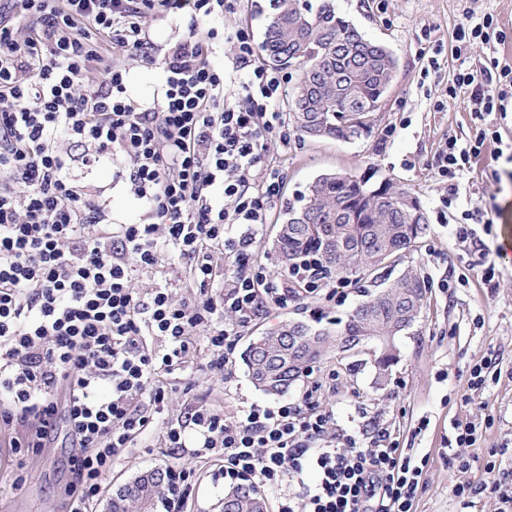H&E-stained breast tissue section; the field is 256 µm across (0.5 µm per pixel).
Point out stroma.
<instances>
[{
    "label": "stroma",
    "mask_w": 512,
    "mask_h": 512,
    "mask_svg": "<svg viewBox=\"0 0 512 512\" xmlns=\"http://www.w3.org/2000/svg\"><path fill=\"white\" fill-rule=\"evenodd\" d=\"M338 12L368 38L385 45L396 57L398 73L372 132L352 143L296 139L283 161L282 201L274 205L258 238L255 256L277 271L272 249L282 202L294 199L315 177L330 172H360L375 166L379 175L413 189L427 216L428 227L402 265L417 267L430 288L414 326L396 338L399 361L385 387L376 384L370 352L328 354L314 366L323 405L332 407L342 428L366 438L373 423L383 424L404 453L427 458L428 465L414 502V512H497L494 498L480 495L470 504L455 497L461 483L486 481L484 465L496 457L512 471V264L496 266L493 285H486L470 243L456 227L466 214L490 210L492 221L477 225L488 250L512 237V102L488 121L501 135L487 142L470 168L447 185L435 170L445 141L466 143L474 123L462 99L448 96L461 65L489 66L491 59H512V0H335ZM493 15L505 39L495 50L477 48L467 57L456 51V30L464 12ZM184 34L160 21L150 37L158 52L150 58H128L129 92L139 104H151L163 80L162 53ZM438 49L439 69L428 72L427 50ZM123 164L81 170L85 181L111 186L112 220L136 224L143 211L118 188ZM364 298L349 287L334 298L299 297L287 308H272L252 321L239 336L234 362L223 376L208 372L204 358H195L181 374L192 393L233 417L242 407L270 403L252 384L243 361L249 342L268 328L288 320L327 327L343 318ZM492 360L496 378L485 387H471L472 368ZM483 416L480 437L471 447H457L455 427ZM0 431V512H63L73 480L66 429H59L52 448L19 462ZM468 460L469 469L458 466ZM177 469L188 476L190 495L183 512H219L224 496V462L217 457L175 455L161 438L143 439L128 449L121 465L106 478L92 512H109L117 489L154 469ZM20 489H12L16 477Z\"/></svg>",
    "instance_id": "35a3bbf8"
}]
</instances>
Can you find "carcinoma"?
I'll use <instances>...</instances> for the list:
<instances>
[{
    "mask_svg": "<svg viewBox=\"0 0 512 512\" xmlns=\"http://www.w3.org/2000/svg\"><path fill=\"white\" fill-rule=\"evenodd\" d=\"M270 19L263 31L259 50L263 60L276 69L331 60L323 80L335 82L342 98L354 101L355 110L336 118V102H326L319 112L311 113V123L298 120L302 85L300 78L292 91L291 112L296 130L312 139H349L356 127H373L375 113L370 106L381 96L382 85L390 77L397 59L370 39L347 41L336 47L347 29L345 19L333 0L309 4L305 21L295 25L293 0H271ZM367 180L362 175L346 174L316 177L306 193L289 201L273 248L282 270L299 266L313 268L328 281L341 274V281L359 283L369 280L366 308H355L336 328L314 329L303 321H289L265 333L248 345L244 364L251 381L259 390L281 395L320 361L341 347V340L354 341L374 333L397 335L405 315L421 311L427 287L413 267L398 277L390 273L400 255L415 247L426 230L424 224L409 223L402 196L411 193L397 186L389 198L368 196ZM168 484L167 472L156 469L137 477L118 489L112 498V512H152ZM224 497L236 503V512H267L264 498L251 484L234 486Z\"/></svg>",
    "mask_w": 512,
    "mask_h": 512,
    "instance_id": "obj_1",
    "label": "carcinoma"
}]
</instances>
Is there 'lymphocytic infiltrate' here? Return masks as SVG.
Wrapping results in <instances>:
<instances>
[{
    "label": "lymphocytic infiltrate",
    "instance_id": "f902f5d3",
    "mask_svg": "<svg viewBox=\"0 0 512 512\" xmlns=\"http://www.w3.org/2000/svg\"><path fill=\"white\" fill-rule=\"evenodd\" d=\"M243 0H0V428L15 456L46 448L65 423L75 479L68 512H89L126 449L161 434L166 447L224 458V481L275 490L314 469L318 480L278 499L277 512H412L423 468L387 430L361 441L322 408L316 389L295 401L253 404L227 418L201 401L167 417L172 377L204 354L223 374L255 317L326 284L309 273L269 274L251 247L280 195L294 131L279 102L286 82L256 61L247 29L229 38L212 17ZM186 29L163 55L152 107L128 92L116 57L151 49L158 19ZM462 50L502 42L493 16L465 14ZM235 48L236 101L209 61ZM467 95L473 140L448 141L439 177L455 180L495 138L484 119L512 100V61L497 74L459 70L450 98ZM78 143L81 154L61 148ZM127 160L124 189L141 224H116L76 168ZM185 260L194 295L133 288L136 272ZM234 270L213 290L219 259ZM455 487L512 512V474Z\"/></svg>",
    "mask_w": 512,
    "mask_h": 512
}]
</instances>
